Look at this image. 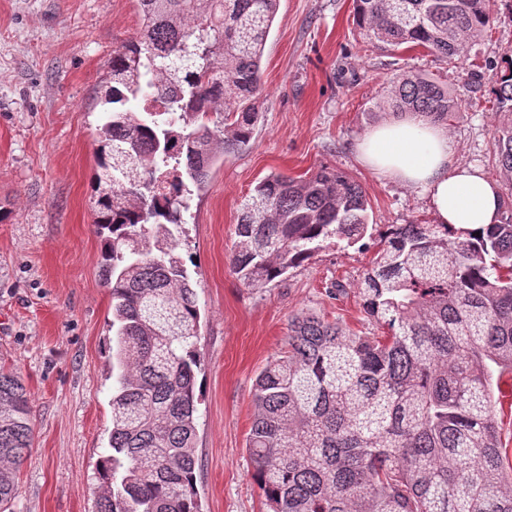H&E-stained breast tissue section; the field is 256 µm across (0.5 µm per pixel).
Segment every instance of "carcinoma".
Wrapping results in <instances>:
<instances>
[{
    "instance_id": "carcinoma-1",
    "label": "carcinoma",
    "mask_w": 512,
    "mask_h": 512,
    "mask_svg": "<svg viewBox=\"0 0 512 512\" xmlns=\"http://www.w3.org/2000/svg\"><path fill=\"white\" fill-rule=\"evenodd\" d=\"M138 37L113 51L100 86L94 207L112 299L111 452L97 512H201L196 487L197 293L178 251L187 183L246 150L264 46L279 0H139ZM512 0H354L363 36L422 46L452 66ZM492 143L512 192V59L494 91ZM225 106L224 127L204 117ZM394 114L431 123L460 111L448 86L394 78ZM361 185L322 166L269 175L244 197L230 266L267 287L322 244L368 232ZM358 287L385 336L313 314L256 379L246 448L271 512H512V465L494 421L491 366L512 371V206L479 234L396 224ZM30 394L0 364V512L32 449Z\"/></svg>"
}]
</instances>
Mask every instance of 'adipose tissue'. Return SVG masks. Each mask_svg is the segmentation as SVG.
Masks as SVG:
<instances>
[{"label": "adipose tissue", "instance_id": "adipose-tissue-1", "mask_svg": "<svg viewBox=\"0 0 512 512\" xmlns=\"http://www.w3.org/2000/svg\"><path fill=\"white\" fill-rule=\"evenodd\" d=\"M358 150L376 174L423 188L437 223L476 232L499 222L498 185L479 168L457 163L444 128L418 119L387 121L370 129Z\"/></svg>", "mask_w": 512, "mask_h": 512}]
</instances>
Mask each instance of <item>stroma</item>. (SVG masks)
<instances>
[{
	"label": "stroma",
	"mask_w": 512,
	"mask_h": 512,
	"mask_svg": "<svg viewBox=\"0 0 512 512\" xmlns=\"http://www.w3.org/2000/svg\"><path fill=\"white\" fill-rule=\"evenodd\" d=\"M353 0H280L262 59L259 121L250 147L226 155L192 195L179 241L201 313L196 481L202 512H269L246 448L258 374L288 348L303 313L361 336L384 326L357 288L379 235L329 245L268 287H245L230 266L240 203L265 177L322 166L362 185L374 224H430L422 189L381 177L359 139L392 120L391 79L422 73L471 95L465 70L421 46L369 45ZM141 29L137 0H0V362L32 399L34 437L12 512H96V467L112 427V301L95 231L100 85L114 50ZM490 95L512 58V12L500 9L477 45ZM492 108L455 112L445 128L461 164L497 180ZM344 290L333 294L334 284Z\"/></svg>",
	"instance_id": "35a3bbf8"
}]
</instances>
